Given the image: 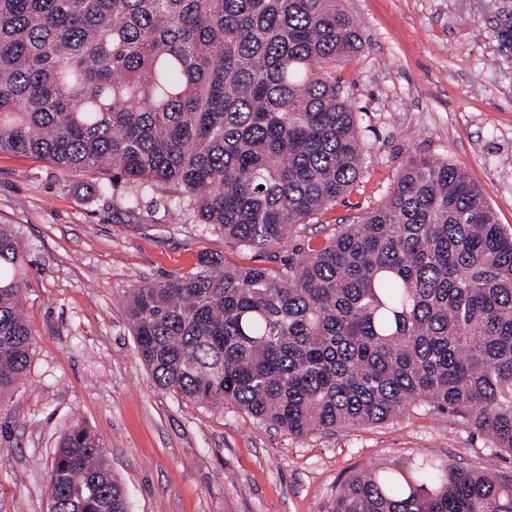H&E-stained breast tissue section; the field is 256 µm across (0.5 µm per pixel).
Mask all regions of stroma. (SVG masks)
I'll list each match as a JSON object with an SVG mask.
<instances>
[{"label": "stroma", "instance_id": "1", "mask_svg": "<svg viewBox=\"0 0 512 512\" xmlns=\"http://www.w3.org/2000/svg\"><path fill=\"white\" fill-rule=\"evenodd\" d=\"M364 34L342 70L370 144L357 185L306 236L321 240L380 205L408 156L465 169L512 228V51L496 31L512 0H349ZM104 175L62 174L0 154V224L26 250L24 313L36 336L20 387L0 407V512H50L58 441L79 422L106 449L130 512H329L337 485L374 463L429 450L471 469L512 457L452 417L416 412L295 438L227 405L201 407L158 389L125 312L128 288L199 271L202 256L264 264L222 231L179 220L166 193Z\"/></svg>", "mask_w": 512, "mask_h": 512}]
</instances>
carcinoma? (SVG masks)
Here are the masks:
<instances>
[{
    "instance_id": "cac0c4a2",
    "label": "carcinoma",
    "mask_w": 512,
    "mask_h": 512,
    "mask_svg": "<svg viewBox=\"0 0 512 512\" xmlns=\"http://www.w3.org/2000/svg\"><path fill=\"white\" fill-rule=\"evenodd\" d=\"M363 40L344 0H0V153L171 193L276 259L365 168L337 76ZM209 265L127 292L156 387L293 436L432 410L512 456V231L462 168L412 156L360 223L278 268ZM26 277L0 225V405L36 343ZM48 494L51 512H130L78 422ZM331 512H512V473L422 454L349 475Z\"/></svg>"
}]
</instances>
